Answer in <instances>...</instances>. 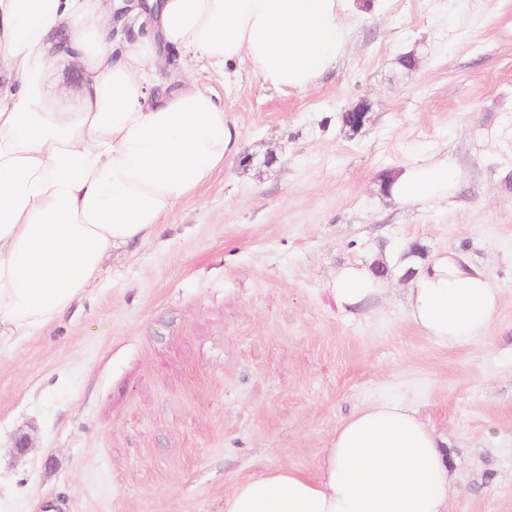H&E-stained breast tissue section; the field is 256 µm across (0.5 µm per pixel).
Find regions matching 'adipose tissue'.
I'll return each mask as SVG.
<instances>
[{
  "label": "adipose tissue",
  "mask_w": 512,
  "mask_h": 512,
  "mask_svg": "<svg viewBox=\"0 0 512 512\" xmlns=\"http://www.w3.org/2000/svg\"><path fill=\"white\" fill-rule=\"evenodd\" d=\"M356 0H150L113 35L111 0H0V343L56 320L96 285L105 259L146 242L166 218L239 152L242 133L223 104L191 78L186 55L222 71L239 63L279 91L314 88L344 56L345 10ZM166 44L178 53L165 59ZM77 63L68 98L51 81ZM181 84L151 98L164 64ZM460 178L447 157L388 172L381 184L403 205L447 201ZM411 276L405 316L446 347L482 337L502 296L481 263L449 248L426 263L399 254ZM385 278L349 266L333 281L337 303L381 298ZM450 464L437 436L400 400L343 420L320 472L281 467L238 483L224 512H448Z\"/></svg>",
  "instance_id": "adipose-tissue-1"
}]
</instances>
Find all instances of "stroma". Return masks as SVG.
Returning <instances> with one entry per match:
<instances>
[{
	"label": "stroma",
	"instance_id": "35a3bbf8",
	"mask_svg": "<svg viewBox=\"0 0 512 512\" xmlns=\"http://www.w3.org/2000/svg\"><path fill=\"white\" fill-rule=\"evenodd\" d=\"M345 21L343 58L303 93L193 65L242 149L58 320L0 345V512H224L240 481L316 474L337 425L384 398L440 437L448 512H512V0H382ZM435 153L463 173L447 202L382 192ZM413 245L487 267L503 305L483 337L427 339L393 272L382 303L337 305V270Z\"/></svg>",
	"mask_w": 512,
	"mask_h": 512
}]
</instances>
